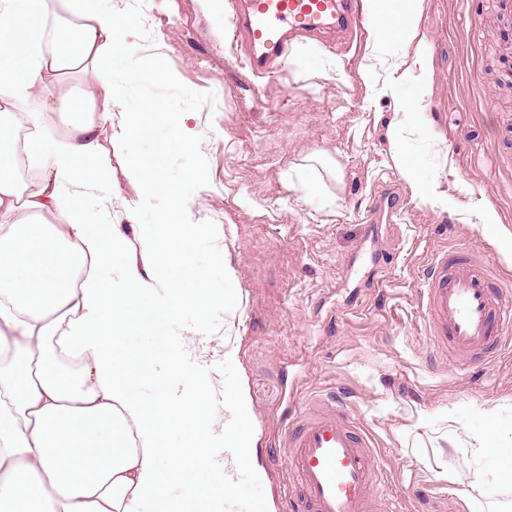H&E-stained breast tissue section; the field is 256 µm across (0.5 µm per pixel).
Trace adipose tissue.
<instances>
[{
  "instance_id": "1",
  "label": "adipose tissue",
  "mask_w": 512,
  "mask_h": 512,
  "mask_svg": "<svg viewBox=\"0 0 512 512\" xmlns=\"http://www.w3.org/2000/svg\"><path fill=\"white\" fill-rule=\"evenodd\" d=\"M419 0H375L377 43L405 39ZM133 20L113 0H0V512H186L170 498L188 461L207 471L208 450L223 437L224 478L204 494L233 489V474L257 469L248 398L234 392L217 425L208 399L192 401L160 380L152 400L139 398L123 365L138 353L120 336L148 323L165 336L182 306L179 280L167 282L166 308L152 306L146 275L165 274L194 230L179 188L154 164L131 175L137 192L165 195L169 208L130 242L112 220L103 192L102 136L114 110L126 111L121 137L141 117L127 112L112 84L114 55H134ZM65 119L55 137L48 124ZM38 178H20L18 154ZM97 230H90V223ZM120 258L123 285L100 268ZM186 428L178 445L169 433Z\"/></svg>"
}]
</instances>
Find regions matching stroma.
Returning <instances> with one entry per match:
<instances>
[{"label": "stroma", "mask_w": 512, "mask_h": 512, "mask_svg": "<svg viewBox=\"0 0 512 512\" xmlns=\"http://www.w3.org/2000/svg\"><path fill=\"white\" fill-rule=\"evenodd\" d=\"M224 2L148 0L139 50L112 72L129 109L163 102L193 133L176 146L173 126L146 119L138 136L104 140L112 218L131 236L166 210L165 196L130 181L160 159L192 202L190 264L214 293L206 309L183 305L164 344L127 329L143 357L125 376L151 397L144 359L158 352L216 413L224 395L248 397L261 470L236 473L215 512H297L285 425L327 395L379 459L374 512H512V487L484 452L489 419L512 448V354L457 366L435 349L422 298L444 248L512 274V86L492 84L512 75V20L500 0H422L407 40L380 50L369 35L349 47L326 34L256 79L224 38ZM157 66L165 78H150ZM410 109L418 124L395 135ZM406 159L419 184L403 177ZM384 188L399 191L395 215L366 223ZM488 211L504 233H487ZM189 327L192 351L180 341Z\"/></svg>", "instance_id": "35a3bbf8"}]
</instances>
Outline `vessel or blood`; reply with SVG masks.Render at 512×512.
I'll return each instance as SVG.
<instances>
[{
    "instance_id": "vessel-or-blood-1",
    "label": "vessel or blood",
    "mask_w": 512,
    "mask_h": 512,
    "mask_svg": "<svg viewBox=\"0 0 512 512\" xmlns=\"http://www.w3.org/2000/svg\"><path fill=\"white\" fill-rule=\"evenodd\" d=\"M228 38L247 51L243 65L263 78L285 66L294 42L333 30L337 39L363 30L361 0H225ZM502 270L478 255L441 251L428 266L426 308L440 345L462 361L502 350L512 331V290ZM289 470L306 512H371V491L382 473L362 425L335 408L296 416L284 440Z\"/></svg>"
}]
</instances>
